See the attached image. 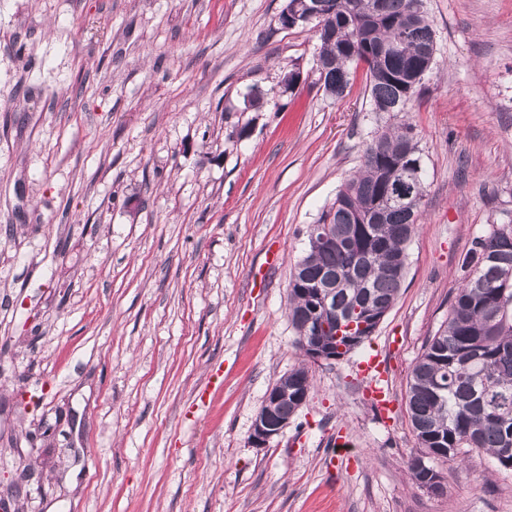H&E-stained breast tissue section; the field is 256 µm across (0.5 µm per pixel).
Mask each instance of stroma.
<instances>
[{
	"instance_id": "obj_1",
	"label": "stroma",
	"mask_w": 512,
	"mask_h": 512,
	"mask_svg": "<svg viewBox=\"0 0 512 512\" xmlns=\"http://www.w3.org/2000/svg\"><path fill=\"white\" fill-rule=\"evenodd\" d=\"M286 3L0 0V512H512L483 452L433 460L439 494L406 466L411 368L460 256L512 221V0H427L440 67L409 114L426 197L399 294L250 444L304 359L308 227L376 127L364 67L327 97ZM275 384L281 388L282 395L280 397V391L274 386L268 389L263 406L271 400L276 402L279 397L280 400L271 406L274 414L272 417L268 409H260L257 413L250 434L251 443L255 448L267 447L288 426L289 420L298 411L300 402L302 401L303 405L307 400L309 391H306L303 400L302 394L305 390L311 389L312 379L308 368L300 365L281 376ZM271 418L278 422L273 423ZM281 419L288 420L279 421Z\"/></svg>"
}]
</instances>
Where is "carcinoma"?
Wrapping results in <instances>:
<instances>
[{"mask_svg": "<svg viewBox=\"0 0 512 512\" xmlns=\"http://www.w3.org/2000/svg\"><path fill=\"white\" fill-rule=\"evenodd\" d=\"M322 4L314 62L324 94L343 95L351 66L366 67L371 111L376 120L393 106L389 122L371 132L357 171L340 185L332 202L308 231L307 247L297 261L302 269L288 288L289 320L302 337L316 287L326 289L341 322L323 332L352 353L367 340L359 325L381 318L393 306L404 280L407 245L419 231L425 197V172L415 126L394 122L408 112L423 81L436 65L435 30L426 0H288L304 12ZM412 37L391 49L401 30ZM416 172L408 189L415 212L381 207L405 169ZM336 245L321 242L322 231ZM501 224L476 237L459 259L460 285L452 297L448 320L430 337L408 381V414L423 454L454 460L463 448L483 450L502 467L512 464V241ZM361 341L350 343V337ZM282 390L272 404L273 420L291 419L302 394L311 388L306 366L288 371L276 382ZM408 472L418 487L438 491L435 469L413 464Z\"/></svg>", "mask_w": 512, "mask_h": 512, "instance_id": "obj_1", "label": "carcinoma"}]
</instances>
